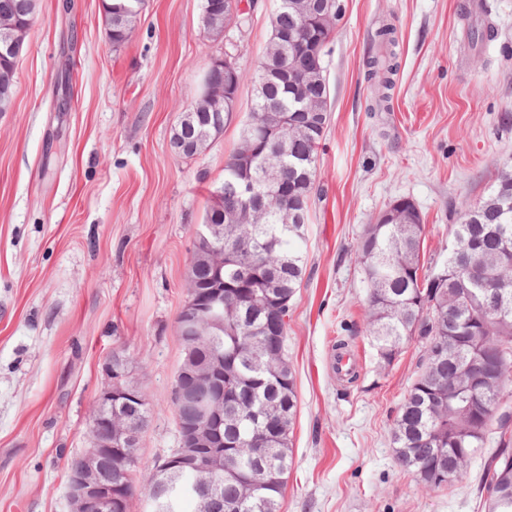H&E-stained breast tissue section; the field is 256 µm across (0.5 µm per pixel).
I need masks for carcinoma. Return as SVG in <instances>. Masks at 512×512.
Instances as JSON below:
<instances>
[{
	"mask_svg": "<svg viewBox=\"0 0 512 512\" xmlns=\"http://www.w3.org/2000/svg\"><path fill=\"white\" fill-rule=\"evenodd\" d=\"M292 0H278L272 33L255 65L250 112L237 148L224 161V183L211 193L203 224L223 225L210 242L224 250V331L220 336H184L201 362L214 347L224 352V452L230 466L220 480L223 512H279L285 476L292 463L290 434L296 416L295 371L288 362V312L306 274L300 242L308 219L317 172L318 149L326 126L313 112H296L293 97L300 83L325 116L331 94L325 56L344 17L343 0H316L313 16L299 19ZM143 0H103L115 47L125 44ZM495 39L491 25L468 28L469 44ZM396 55L368 59L375 81V102L389 99L397 72ZM237 118L207 120L216 136ZM277 171L288 191L246 209L243 187L262 189L263 167ZM452 245L440 266L426 267L424 224L416 205L403 199L395 222L364 227L352 253L366 285L367 331L382 360L391 364L415 342L423 349L421 369L391 429L396 460L425 487L459 480L479 450L492 439L496 449L484 462L481 485L485 512H512V400L504 385L512 376V169L502 170L490 192L466 207L450 225ZM482 268L493 276L496 308H486L482 286L461 274ZM207 251H195L186 281L187 295L209 289ZM280 322V336L267 335ZM481 357L489 365L475 384L467 364ZM172 397L174 418L191 422L214 393L194 377L181 381ZM196 479L159 464L144 479L146 512H185L193 503L206 512L191 489Z\"/></svg>",
	"mask_w": 512,
	"mask_h": 512,
	"instance_id": "cac0c4a2",
	"label": "carcinoma"
}]
</instances>
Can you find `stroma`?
<instances>
[{"label": "stroma", "instance_id": "stroma-1", "mask_svg": "<svg viewBox=\"0 0 512 512\" xmlns=\"http://www.w3.org/2000/svg\"><path fill=\"white\" fill-rule=\"evenodd\" d=\"M274 4L257 0L215 37L203 0H144L116 49L102 0H38L12 108L0 112V512H69L65 463L91 445L110 352H125L153 406L138 478L177 448L176 321L193 233L247 118ZM344 4L326 58L332 112L302 243L307 271L288 320L297 413L280 512H481L482 459L438 489L395 462L391 429L420 352L413 344L382 363L350 248L404 197L423 217L427 260L441 264L457 209L512 165V0ZM488 19L496 39L470 47L467 27ZM386 25L399 70L387 108L372 112L367 59ZM224 54L242 73L238 118L200 155H178L174 128L211 57ZM65 69L70 108L60 112ZM340 340L359 360L352 383L332 370Z\"/></svg>", "mask_w": 512, "mask_h": 512}]
</instances>
